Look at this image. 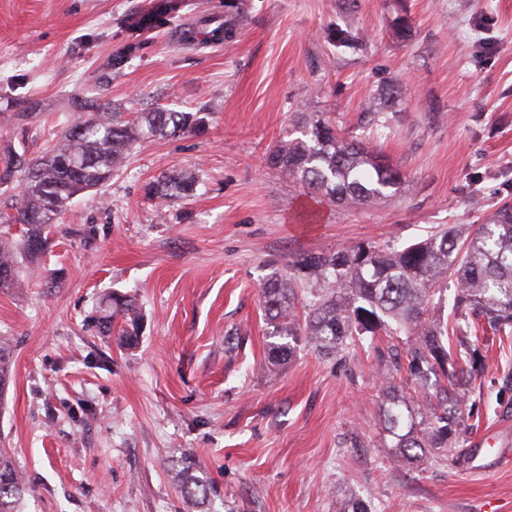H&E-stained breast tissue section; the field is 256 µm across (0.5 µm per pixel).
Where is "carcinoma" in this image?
Segmentation results:
<instances>
[{"mask_svg": "<svg viewBox=\"0 0 512 512\" xmlns=\"http://www.w3.org/2000/svg\"><path fill=\"white\" fill-rule=\"evenodd\" d=\"M177 7V0H163L157 9L133 15L132 23L149 30L158 15ZM225 8L229 20L212 32L216 40L248 20L246 0H230ZM77 108L83 114L68 122L41 155L11 150L0 159V188L23 190L16 213L6 218L19 225V240L0 238V290L23 287V266L48 253L53 229L71 200L107 183L140 142L195 132L201 125L192 113L165 106L128 118L87 102ZM299 133L281 140L266 158L268 167L309 196L293 217L296 224L312 223L326 206L340 212L372 207L407 183L377 146L320 112L301 113ZM195 190L193 177L168 175L151 183L148 193L170 202ZM262 294L269 354L276 363L290 359L302 344L350 362L356 346L381 331L406 337L388 374L406 372L420 397L407 398L394 385L386 387L381 412L384 432L391 437V460L406 467L429 454L439 460L460 455L469 428L461 406L482 366V355L470 344L472 330L481 326L501 341H512V205H501L482 224L463 230L450 224L409 244L359 242L333 252L297 253L288 259L286 272L267 278ZM106 302L100 326L110 333L121 321L120 341L133 344L140 321L134 300L114 292ZM444 306L453 311L450 325L434 316ZM10 362V346L0 339V391L9 380ZM171 466L188 512H204L202 507L218 497L210 478L186 458ZM27 494L22 474L0 448V512H24Z\"/></svg>", "mask_w": 512, "mask_h": 512, "instance_id": "obj_1", "label": "carcinoma"}]
</instances>
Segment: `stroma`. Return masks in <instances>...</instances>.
I'll return each instance as SVG.
<instances>
[{"label": "stroma", "instance_id": "stroma-1", "mask_svg": "<svg viewBox=\"0 0 512 512\" xmlns=\"http://www.w3.org/2000/svg\"><path fill=\"white\" fill-rule=\"evenodd\" d=\"M160 0H0V154L37 156L73 101L112 111L192 112L199 131L145 141L103 187L76 197L27 288L0 291L13 346L0 394V447L30 493L25 512H186L168 462L191 457L236 512H512V462L480 452L512 422V342L484 354L464 413L465 454L396 468L384 444L377 336L344 364L298 347L271 361L261 286L304 251L479 224L512 202V0H248L226 39L225 0H182L154 29L130 18ZM406 9L412 33L391 34ZM359 45L338 47L336 26ZM196 31L193 44L176 37ZM137 50L122 69L112 57ZM399 84L382 149L406 175L375 207L289 221L306 198L265 159L300 109L367 137L366 103ZM29 121L13 114L29 103ZM194 177L161 204L146 187ZM481 203L468 205L470 190ZM135 298V345L93 319L106 295Z\"/></svg>", "mask_w": 512, "mask_h": 512}]
</instances>
